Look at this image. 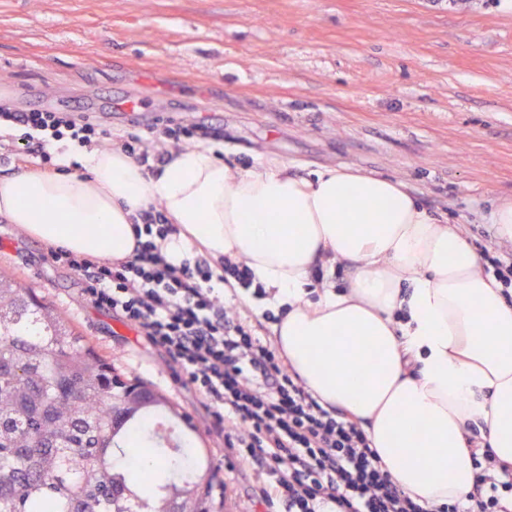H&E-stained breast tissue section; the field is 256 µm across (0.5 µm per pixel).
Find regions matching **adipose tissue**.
I'll use <instances>...</instances> for the list:
<instances>
[{
  "mask_svg": "<svg viewBox=\"0 0 512 512\" xmlns=\"http://www.w3.org/2000/svg\"><path fill=\"white\" fill-rule=\"evenodd\" d=\"M81 162L0 177V215L40 242L114 259L132 252L138 213L159 205L179 227L171 253L192 244L248 260L266 306L288 309L277 350L322 404L362 421L400 486L431 506L468 492L472 422L512 463V305L459 230L400 183L336 167L307 178L283 162L238 171L206 149L152 175L118 149ZM340 262L345 293L329 280Z\"/></svg>",
  "mask_w": 512,
  "mask_h": 512,
  "instance_id": "ef3b65f1",
  "label": "adipose tissue"
}]
</instances>
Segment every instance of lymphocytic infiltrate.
I'll return each mask as SVG.
<instances>
[{
    "instance_id": "lymphocytic-infiltrate-1",
    "label": "lymphocytic infiltrate",
    "mask_w": 512,
    "mask_h": 512,
    "mask_svg": "<svg viewBox=\"0 0 512 512\" xmlns=\"http://www.w3.org/2000/svg\"><path fill=\"white\" fill-rule=\"evenodd\" d=\"M2 125L22 128L29 155L49 166L47 141L83 147L112 138L91 117L78 122L51 110L0 106ZM204 136L201 124L171 120L151 140L127 134L121 149L142 165H163L172 158L169 143ZM133 231L128 257L97 260L58 247L49 259L78 272L87 301L130 325L164 358L237 464L259 471L262 502L282 503L284 512H512V464L475 435L468 439L469 492L435 507L412 496L383 469L362 425L323 406L257 335L244 299L263 286L247 262L225 260L217 274L199 256L173 260L168 245L178 228L155 205L140 213Z\"/></svg>"
}]
</instances>
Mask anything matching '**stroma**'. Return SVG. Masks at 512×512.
Masks as SVG:
<instances>
[{"mask_svg": "<svg viewBox=\"0 0 512 512\" xmlns=\"http://www.w3.org/2000/svg\"><path fill=\"white\" fill-rule=\"evenodd\" d=\"M68 109L139 99L152 119L204 122L235 169L273 157L308 176L324 166L399 181L432 215L484 243L512 199V0H0V105L36 96ZM48 246L0 223V269L56 306L122 378L169 402L210 460L205 512H251L261 481L235 465L199 400L162 356L92 306L82 277Z\"/></svg>", "mask_w": 512, "mask_h": 512, "instance_id": "obj_1", "label": "stroma"}]
</instances>
